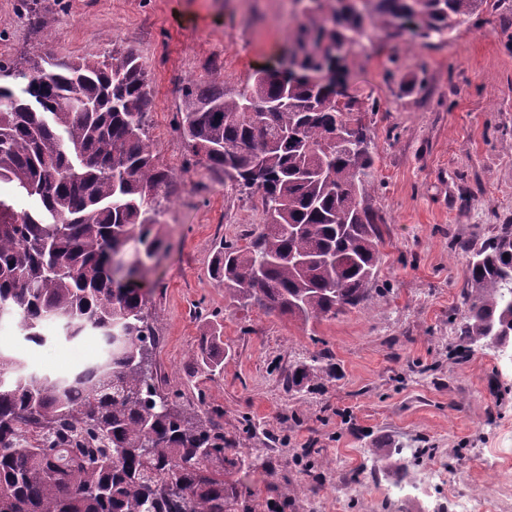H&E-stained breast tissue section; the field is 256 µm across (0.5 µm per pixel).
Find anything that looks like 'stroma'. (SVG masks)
<instances>
[{
  "label": "stroma",
  "instance_id": "obj_1",
  "mask_svg": "<svg viewBox=\"0 0 512 512\" xmlns=\"http://www.w3.org/2000/svg\"><path fill=\"white\" fill-rule=\"evenodd\" d=\"M52 19L50 29L37 14ZM302 0H0V61L104 59L132 51L147 78L146 129L171 171L163 249L140 285L156 336L159 389L247 448L251 512H439L449 494L472 512H512V367L483 349L454 353L469 254L512 224V0H484L449 35L372 31L353 49L347 93L370 128L364 204L382 242L372 300L302 324L241 307L210 267L221 244L248 245L257 197L195 164L177 122L189 82L220 77L229 95L276 69ZM224 336V363L196 365L201 338ZM36 346L0 321V349L63 376L92 360L46 328ZM314 382L289 387L303 363ZM411 495H392L399 461Z\"/></svg>",
  "mask_w": 512,
  "mask_h": 512
}]
</instances>
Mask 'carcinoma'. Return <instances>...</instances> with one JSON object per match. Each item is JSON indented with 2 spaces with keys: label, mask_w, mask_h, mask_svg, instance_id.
Returning a JSON list of instances; mask_svg holds the SVG:
<instances>
[{
  "label": "carcinoma",
  "mask_w": 512,
  "mask_h": 512,
  "mask_svg": "<svg viewBox=\"0 0 512 512\" xmlns=\"http://www.w3.org/2000/svg\"><path fill=\"white\" fill-rule=\"evenodd\" d=\"M284 68L260 71L230 96L224 81L185 87L181 129L192 155L252 195L265 213L247 247L217 251L211 274L229 299L304 324L371 298L379 229L363 205L370 129L342 100L349 54L366 16L387 37L453 31L482 0H307ZM0 319L24 339L97 336L101 358L66 378L39 375L0 350V512H238V474L252 457L224 434L170 407L144 371L156 337L138 280L161 240L160 197L172 179L145 129L144 71L132 52L112 62L53 58L0 63ZM288 99L271 112L247 102ZM457 357L489 326H512V224L468 261ZM205 364L224 362L218 336ZM312 364L288 376L318 378Z\"/></svg>",
  "instance_id": "obj_1"
}]
</instances>
